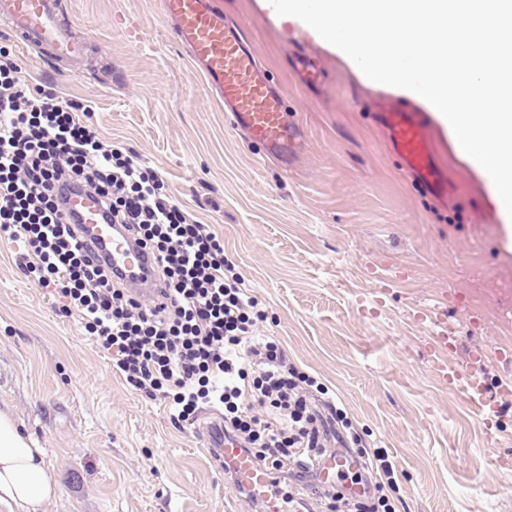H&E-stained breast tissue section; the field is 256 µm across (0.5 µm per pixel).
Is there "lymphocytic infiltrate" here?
<instances>
[{
	"mask_svg": "<svg viewBox=\"0 0 512 512\" xmlns=\"http://www.w3.org/2000/svg\"><path fill=\"white\" fill-rule=\"evenodd\" d=\"M82 109L33 91L12 47L0 44V239L21 244L24 276L54 289L128 386L167 401L176 425L194 424L201 405H219L225 435L267 469L323 455L315 381L289 364L277 340L259 335L266 314L223 241ZM71 187L98 195L112 223L155 255L161 300L134 297L91 259L74 223L59 219L56 192Z\"/></svg>",
	"mask_w": 512,
	"mask_h": 512,
	"instance_id": "1",
	"label": "lymphocytic infiltrate"
}]
</instances>
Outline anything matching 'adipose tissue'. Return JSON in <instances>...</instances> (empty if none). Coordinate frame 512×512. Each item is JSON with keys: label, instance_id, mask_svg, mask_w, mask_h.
<instances>
[{"label": "adipose tissue", "instance_id": "ef3b65f1", "mask_svg": "<svg viewBox=\"0 0 512 512\" xmlns=\"http://www.w3.org/2000/svg\"><path fill=\"white\" fill-rule=\"evenodd\" d=\"M10 412L0 410V512H45L59 482Z\"/></svg>", "mask_w": 512, "mask_h": 512}]
</instances>
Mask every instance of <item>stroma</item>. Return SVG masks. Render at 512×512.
I'll return each instance as SVG.
<instances>
[{
	"mask_svg": "<svg viewBox=\"0 0 512 512\" xmlns=\"http://www.w3.org/2000/svg\"><path fill=\"white\" fill-rule=\"evenodd\" d=\"M77 35L93 47L73 70L16 46L31 86L91 108L104 137L158 169L170 195L209 225L249 280L275 337L299 371L347 415L367 449L396 468L397 512H512V243L503 217L448 129L426 113L432 149L468 223L422 199L374 126L373 112L415 104L407 90L364 81L336 47L301 22L275 15L267 0H223L279 85L303 128L291 168L266 160L224 118L170 33L160 0H65ZM318 57L323 87L293 74L300 53ZM18 243L0 241V409L46 451L60 493L47 512H267L240 492L212 458L205 408L175 426L163 400L132 391L109 354L85 336L62 298L29 283ZM377 267L390 291L375 310ZM483 289L487 321L464 305ZM435 309L457 334L432 354ZM475 368L485 403H471L437 377L439 362ZM283 512H325L312 472H276Z\"/></svg>",
	"mask_w": 512,
	"mask_h": 512,
	"instance_id": "obj_1",
	"label": "stroma"
}]
</instances>
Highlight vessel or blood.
Here are the masks:
<instances>
[{
    "label": "vessel or blood",
    "mask_w": 512,
    "mask_h": 512,
    "mask_svg": "<svg viewBox=\"0 0 512 512\" xmlns=\"http://www.w3.org/2000/svg\"><path fill=\"white\" fill-rule=\"evenodd\" d=\"M162 12L193 65L203 74L230 125L263 147L266 155L291 166L303 144V131L285 107L284 96L269 77L243 29L224 13L222 0H161ZM0 20L24 46L41 50L48 63L75 62L87 44L77 39L65 21L64 0H0ZM295 73L304 86L322 87L323 68L313 56L295 60ZM377 124L390 152L397 157L411 184L436 206L458 194L444 178L430 148L427 128L410 105L379 111ZM59 217L76 221L85 243L97 258L121 276L133 293L151 298L157 293L154 258L124 229L109 224L100 198L78 189L64 194ZM439 379L451 389L465 390L475 403L483 401L478 378L440 364ZM211 447L219 448L235 484L252 498L268 502L274 495L273 474L233 438L216 432Z\"/></svg>",
    "instance_id": "obj_1"
}]
</instances>
